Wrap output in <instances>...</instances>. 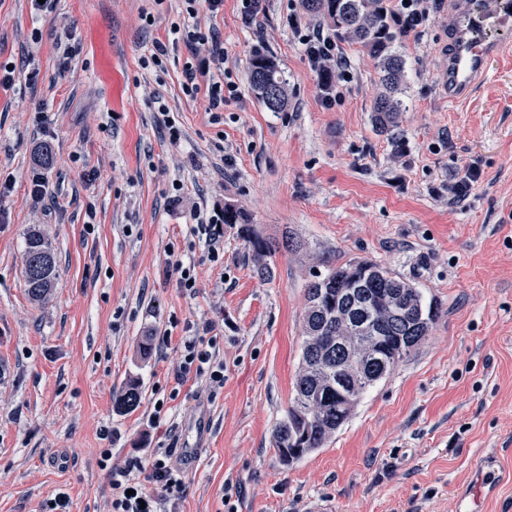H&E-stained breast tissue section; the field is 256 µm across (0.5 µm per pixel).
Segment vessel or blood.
<instances>
[{
  "label": "vessel or blood",
  "mask_w": 512,
  "mask_h": 512,
  "mask_svg": "<svg viewBox=\"0 0 512 512\" xmlns=\"http://www.w3.org/2000/svg\"><path fill=\"white\" fill-rule=\"evenodd\" d=\"M453 32L448 64L442 73V86L449 97L458 98L470 93L490 68L500 43L481 39L483 31L512 30V0H463L461 8L450 17ZM211 425L207 413H200L194 426L186 432L178 453L186 464L198 460V442Z\"/></svg>",
  "instance_id": "obj_1"
}]
</instances>
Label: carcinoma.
I'll return each mask as SVG.
<instances>
[{"label": "carcinoma", "instance_id": "1", "mask_svg": "<svg viewBox=\"0 0 512 512\" xmlns=\"http://www.w3.org/2000/svg\"><path fill=\"white\" fill-rule=\"evenodd\" d=\"M312 16L326 17L336 37L359 44L376 62L380 91L372 106V121L381 133L398 125L405 93L404 41L409 30L387 0H302ZM249 81L261 104L270 112L288 106L286 80L275 59L254 55ZM256 274L272 276L269 258L298 243L285 234L279 241L247 236ZM25 288L34 300L47 296L56 278L54 254L41 234L26 238ZM302 359L293 402L274 433V452L280 460H299L336 433L352 414L360 396L390 374L429 336L438 307L426 304L419 288L386 268L368 261L348 262L316 274L306 289ZM371 327L373 350L385 368L371 378L367 359L351 347L357 322Z\"/></svg>", "mask_w": 512, "mask_h": 512}]
</instances>
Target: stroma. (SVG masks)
I'll return each mask as SVG.
<instances>
[{"label": "stroma", "mask_w": 512, "mask_h": 512, "mask_svg": "<svg viewBox=\"0 0 512 512\" xmlns=\"http://www.w3.org/2000/svg\"><path fill=\"white\" fill-rule=\"evenodd\" d=\"M453 5L433 0L405 42L408 107L390 138L373 129L378 73L360 45L341 43L352 80L322 104L288 16L327 21L301 0H262L253 20L243 0L200 12L240 93L220 112L205 92L183 91L186 64L206 54L171 32L183 0H56L40 17L30 0H0V65L14 70L0 87V180L13 185L0 198V512H42L61 492L71 512H103L111 488L99 449L111 447L116 466L149 460L180 448L204 410L213 429L178 512H307L314 499L335 512H457L489 454L500 482L483 512H512V54L470 98L449 100L439 72ZM66 28L75 38L64 70L56 39ZM157 40L162 66L144 65ZM257 51L283 72L285 111L251 89ZM46 145L48 198L38 201L30 183ZM471 167L472 191L449 199V180ZM228 207L250 224L222 225L214 260L192 239L193 215L216 220ZM32 227L57 266L41 301L24 280ZM249 229L287 231L306 247L276 253L263 280ZM171 246L194 267V293L165 274ZM356 260L415 283L439 316L323 448L282 463L273 434L293 398L305 285ZM203 321L222 338L224 388L213 398L174 379L180 338ZM133 381L138 405L118 409ZM160 399L167 418L153 428Z\"/></svg>", "instance_id": "stroma-1"}]
</instances>
